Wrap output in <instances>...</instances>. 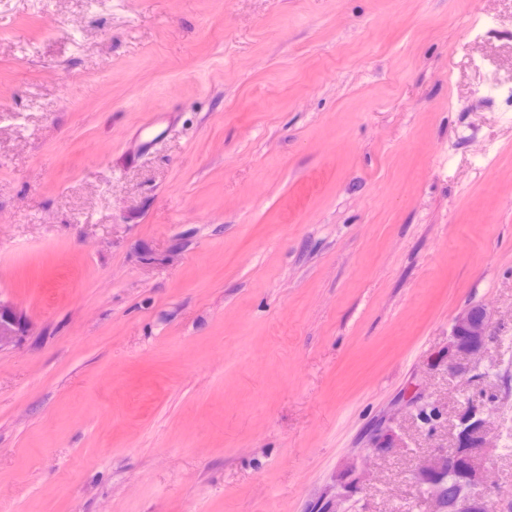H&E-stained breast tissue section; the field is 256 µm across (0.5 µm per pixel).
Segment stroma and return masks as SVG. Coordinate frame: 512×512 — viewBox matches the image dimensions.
Returning a JSON list of instances; mask_svg holds the SVG:
<instances>
[{"mask_svg": "<svg viewBox=\"0 0 512 512\" xmlns=\"http://www.w3.org/2000/svg\"><path fill=\"white\" fill-rule=\"evenodd\" d=\"M0 299L12 512L511 502L512 0H0ZM27 318L12 303L0 301V349L29 333ZM490 317L486 308L472 304L455 316L448 340V360H457L476 368L483 357L488 341ZM488 426L482 410L467 411L456 425L453 448L441 459L430 461L417 472V478L431 488L433 512H494L481 489L487 482ZM460 480L452 496L443 493L447 477Z\"/></svg>", "mask_w": 512, "mask_h": 512, "instance_id": "1", "label": "stroma"}]
</instances>
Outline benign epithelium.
Returning <instances> with one entry per match:
<instances>
[{"instance_id": "7a95c632", "label": "benign epithelium", "mask_w": 512, "mask_h": 512, "mask_svg": "<svg viewBox=\"0 0 512 512\" xmlns=\"http://www.w3.org/2000/svg\"><path fill=\"white\" fill-rule=\"evenodd\" d=\"M490 317L472 304L455 316L448 340V360L475 368L488 341ZM29 333L27 318L12 303L0 301V349ZM488 426L482 410L466 412L456 425L454 446L441 459L430 461L417 478L431 488L433 512H496L481 489L487 482Z\"/></svg>"}]
</instances>
